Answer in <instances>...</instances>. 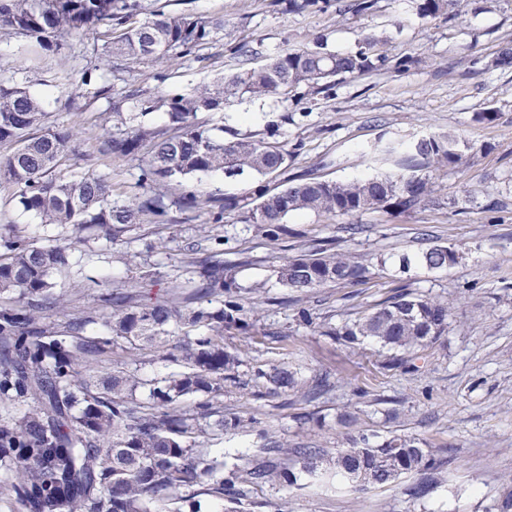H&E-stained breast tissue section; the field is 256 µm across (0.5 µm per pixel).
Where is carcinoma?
Returning a JSON list of instances; mask_svg holds the SVG:
<instances>
[{"label": "carcinoma", "mask_w": 512, "mask_h": 512, "mask_svg": "<svg viewBox=\"0 0 512 512\" xmlns=\"http://www.w3.org/2000/svg\"><path fill=\"white\" fill-rule=\"evenodd\" d=\"M458 0H415L419 18L429 19ZM139 0H0V29L23 37L44 50H60L71 34L106 37L99 64L81 74V84L96 98L111 96L112 84L98 71L112 70V60L130 71L172 54L190 55L224 31V19L189 13L160 14L139 22ZM235 72L189 93L154 96L131 89L137 116L163 111L166 124H132L103 137L100 152L140 161L139 192L115 198L103 173L51 176L77 139L72 128L44 127L40 100L26 87L0 81V146L11 147L0 158V184L14 188L16 205L63 233L48 244L28 240L0 225V403H22L24 412L0 421V464L12 471L11 491L23 512H198L201 494L222 496L233 504L265 486L297 481L294 467L312 482L355 488V478L372 487H391L408 476L405 488L413 501L425 498L436 484L437 460L423 440L393 435L378 441L359 433L342 448L311 443L290 445L262 433L261 456L247 467H229L224 453L204 448L197 437L209 430L236 431L246 419L224 415L220 397L224 383L241 384L242 352L224 348V332L234 330L255 343L270 332L258 324L257 310L245 306L237 268L248 262L224 260L226 238L206 234L205 251L187 250L185 284L166 298L139 291L129 281L114 289L101 284L100 330L89 315L51 321L71 299L55 292L56 276L73 268L78 247L90 241L116 243L136 229L148 234L171 222V206L207 215L216 226L230 215L244 217L263 236L276 242L288 236L285 218L294 211L331 216H358L395 208L413 211L430 202L433 173L454 171L467 163L455 132L430 134L409 143L387 141L370 149L379 162L394 168L351 181L323 180L301 174L272 188L267 178L288 169L290 151L269 129L222 136L224 128L202 120L237 100L275 96L288 102L293 89L324 91L336 77H356L381 70L385 56L379 39L367 34L354 53H336L317 42L311 47L283 49L260 67L248 66L249 49L238 46ZM112 114L124 117L112 103ZM223 171L233 179L258 176L244 196L215 199L196 192L173 202L169 191L183 182ZM324 240L300 245L297 255L280 264L278 282L295 293V321L312 325L304 295L331 284L365 282L367 265ZM458 250L435 245L418 257L430 270L459 262ZM448 302L415 292H398L341 327H325L323 335L348 344L370 339L390 352L387 370L414 367L418 352L448 331ZM182 331L186 371L149 381L150 398H134L141 379L131 370L112 371V353L158 348L170 328ZM274 388H301L310 397L331 387L327 376L306 381L296 373L254 371ZM202 400L188 410L182 397Z\"/></svg>", "instance_id": "1"}]
</instances>
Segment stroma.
Segmentation results:
<instances>
[{"instance_id":"35a3bbf8","label":"stroma","mask_w":512,"mask_h":512,"mask_svg":"<svg viewBox=\"0 0 512 512\" xmlns=\"http://www.w3.org/2000/svg\"><path fill=\"white\" fill-rule=\"evenodd\" d=\"M145 11L192 13L220 18L223 32L203 49L186 57L133 72L121 61L112 63V95L124 109L133 101L124 94L129 84L162 94L187 93L233 72L232 48L244 43L263 64L278 49L309 46L323 39L328 50L353 52L363 33L384 43L381 71L356 78L332 79L317 95L296 90L289 103L279 99H244L214 115L215 124L246 134L275 127L277 139L291 153L288 172L346 181L371 173L364 154L389 139L409 142L430 133L454 131L464 141L470 161L459 172L433 175L438 205L411 213L373 212L357 216L365 230L355 237L342 233L343 218L310 211L294 212L286 224L306 240H337L340 248L370 265L368 282L316 291L314 323L295 322L289 306L268 307L265 324L277 335L254 345L240 367L248 389L224 386V407L255 424L233 434L204 435L210 448L225 452L228 463L245 464L260 455V429H273L288 441L311 440L325 448L342 447L349 433L338 425L343 408L358 411V429L386 438L406 434L424 439L444 463L442 484L423 501L410 500L402 486L364 491L312 485L299 475L296 486H277L243 502L242 512H487L498 499L505 479H512V69L494 68L499 51L512 42V0H462L458 14L417 18L410 0H376L364 15L340 12L337 0L319 11L290 12L280 0H140ZM413 63L405 69L396 63ZM93 40L65 38L61 51L35 49L28 41L0 30V78L26 86L41 100L51 126H81L82 132L57 172L78 175L95 170L107 174L119 196L137 192L136 162L106 156L99 147L115 121L108 102L90 101L80 81L83 69L96 62ZM482 112L496 113L494 122L479 121ZM476 202L465 200L467 191ZM13 189L0 185V225L14 224L30 239L46 242L55 226L22 211ZM499 207L488 210L489 201ZM204 217L176 212L175 221L159 235L131 232L120 248L94 243V254L77 278H59L58 289L79 294L86 312L98 309L95 280L120 283L138 276L129 255L147 256L162 293L173 280L184 279L182 258L198 243ZM229 241L225 257H249L237 280L242 288L263 289L265 296L284 297L288 291L273 270L296 255L293 238L275 243L248 228L241 218L225 224ZM162 247L147 251L154 238ZM458 250L457 265L430 270L420 264L401 268L402 255L416 256L429 247ZM428 294L451 308L447 335L420 352L414 369L387 371L377 345L351 347L320 333L322 323L339 326L370 305L391 295L396 287ZM179 336L134 366L145 379L181 372ZM276 366L310 377L329 375L335 389L312 403L286 405L284 394L268 393L252 383L255 368ZM311 412L324 427L300 424L298 414Z\"/></svg>"}]
</instances>
